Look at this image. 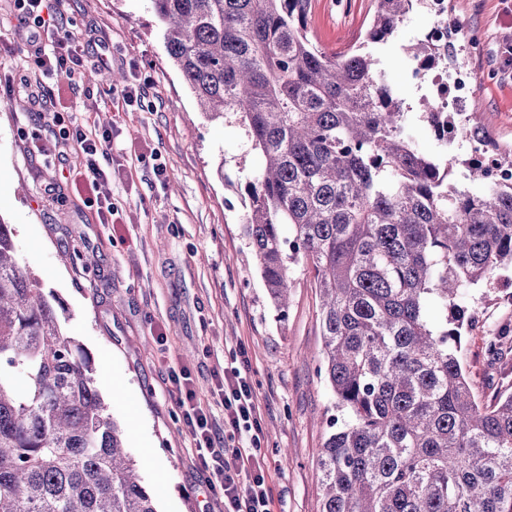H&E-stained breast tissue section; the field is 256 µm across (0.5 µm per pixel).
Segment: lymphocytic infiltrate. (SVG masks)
Listing matches in <instances>:
<instances>
[{
  "label": "lymphocytic infiltrate",
  "instance_id": "lymphocytic-infiltrate-1",
  "mask_svg": "<svg viewBox=\"0 0 512 512\" xmlns=\"http://www.w3.org/2000/svg\"><path fill=\"white\" fill-rule=\"evenodd\" d=\"M63 0H13L16 32L30 46L26 58L31 79L27 87L35 98L52 105L42 118L60 145L79 147L84 161L69 173L68 185L86 207L96 209L102 223L114 221L111 188L96 157L112 146L108 129L89 130L67 125L60 93H47L45 78L70 77L86 48L81 36L59 22ZM183 422L194 437L199 462L212 475L211 485L224 495V512H271V494L260 446L259 411L244 367L224 369V435L216 437L209 416L196 400L189 380L175 382Z\"/></svg>",
  "mask_w": 512,
  "mask_h": 512
}]
</instances>
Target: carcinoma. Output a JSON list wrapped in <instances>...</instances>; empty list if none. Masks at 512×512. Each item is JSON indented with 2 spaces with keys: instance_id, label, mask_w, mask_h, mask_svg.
Segmentation results:
<instances>
[{
  "instance_id": "carcinoma-1",
  "label": "carcinoma",
  "mask_w": 512,
  "mask_h": 512,
  "mask_svg": "<svg viewBox=\"0 0 512 512\" xmlns=\"http://www.w3.org/2000/svg\"><path fill=\"white\" fill-rule=\"evenodd\" d=\"M200 110L235 119L254 159L245 236L274 307L289 264L319 290L340 417L317 458L321 512H512V394L474 398L448 310L512 268V183L471 159L448 184L374 50L414 0H374L361 45L330 53L311 0H152ZM428 67L436 42L407 49ZM476 117L458 127L478 149ZM0 218V512H158L108 413L94 360Z\"/></svg>"
}]
</instances>
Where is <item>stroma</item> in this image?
Returning a JSON list of instances; mask_svg holds the SVG:
<instances>
[{"mask_svg": "<svg viewBox=\"0 0 512 512\" xmlns=\"http://www.w3.org/2000/svg\"><path fill=\"white\" fill-rule=\"evenodd\" d=\"M373 0H312L309 32L341 52L362 41ZM459 21L457 60L476 89L468 112L481 135L512 153V0H448ZM62 22L81 33L88 52L69 79L65 118L112 131V151L100 166L112 187L119 229L101 223L68 186L82 160L69 145L43 156L51 136L37 118L42 106L20 88L27 63L15 33L12 0H0V217L12 224L16 255L45 292L62 303L66 335L90 352L96 386L148 489L164 484L159 512H224L198 460L173 395L187 371L197 399L224 430V367L244 355L259 406L260 453L268 470L272 512H320L316 467L331 432L335 397L319 368L323 360L319 296L310 270L292 265V292L278 318L244 234L241 189L253 167L236 121L208 119L168 58L151 0H66ZM414 11L376 52L378 68L409 109L419 149L453 160L449 180L466 186L465 143L439 142L421 117L429 78L411 75L406 48L430 27ZM108 67L145 83V95L123 108L116 86L91 80ZM158 154L165 176L149 160ZM97 258L85 267L81 254ZM474 322L462 333L461 358L472 390L484 402L512 393V355L487 353L490 333L512 329V270L491 286L472 289Z\"/></svg>", "mask_w": 512, "mask_h": 512, "instance_id": "stroma-1", "label": "stroma"}]
</instances>
